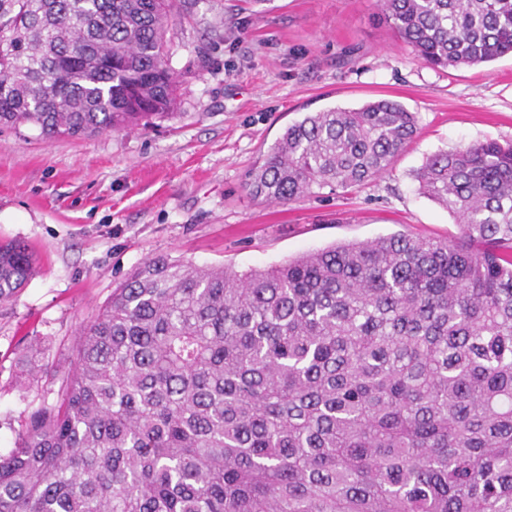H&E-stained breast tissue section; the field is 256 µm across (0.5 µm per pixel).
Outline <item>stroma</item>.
<instances>
[{"mask_svg": "<svg viewBox=\"0 0 512 512\" xmlns=\"http://www.w3.org/2000/svg\"><path fill=\"white\" fill-rule=\"evenodd\" d=\"M167 37L173 115L82 138L0 128V239L24 242L40 265L0 303L2 454L31 411L56 403L81 328L146 259L242 272L339 242L447 238L458 225L413 171L438 151L512 142V56L426 65L377 0H181ZM384 98L419 124L386 174L290 205L249 195V170L289 124Z\"/></svg>", "mask_w": 512, "mask_h": 512, "instance_id": "obj_1", "label": "stroma"}]
</instances>
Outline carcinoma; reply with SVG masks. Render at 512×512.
Wrapping results in <instances>:
<instances>
[{
    "label": "carcinoma",
    "instance_id": "cac0c4a2",
    "mask_svg": "<svg viewBox=\"0 0 512 512\" xmlns=\"http://www.w3.org/2000/svg\"><path fill=\"white\" fill-rule=\"evenodd\" d=\"M432 67L512 54V0H378ZM176 0H0V125L85 137L172 114ZM388 99L311 112L248 175L290 204L386 173ZM453 238L238 272L155 256L80 332L59 399L0 454V512H512V144L428 156ZM37 274L0 241V302Z\"/></svg>",
    "mask_w": 512,
    "mask_h": 512
}]
</instances>
